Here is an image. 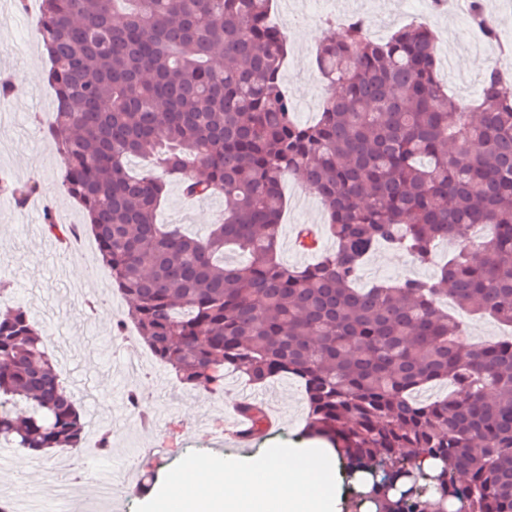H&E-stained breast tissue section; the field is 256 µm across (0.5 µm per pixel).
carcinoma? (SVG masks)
<instances>
[{"instance_id": "1", "label": "carcinoma", "mask_w": 512, "mask_h": 512, "mask_svg": "<svg viewBox=\"0 0 512 512\" xmlns=\"http://www.w3.org/2000/svg\"><path fill=\"white\" fill-rule=\"evenodd\" d=\"M271 4L41 0L60 187L130 299L126 320L179 383H303L301 435L335 449L346 512H512V338L470 344L440 305L512 327V81L490 66L477 103L459 105L429 27L375 40L353 16L315 50L341 92L302 124ZM472 20L498 40L481 6ZM138 156L153 167L131 170ZM290 174L327 214L332 248L298 231L320 251L311 264L280 257ZM171 178L224 197L207 236L157 223ZM442 239L460 248L434 276L355 287L378 245L426 266ZM228 249L248 261L226 264ZM444 380L445 397L415 398ZM239 412L247 436L267 434L260 404ZM84 428L42 330L22 307L0 312V444L75 449Z\"/></svg>"}]
</instances>
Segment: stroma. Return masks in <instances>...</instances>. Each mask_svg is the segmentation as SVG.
<instances>
[{
  "mask_svg": "<svg viewBox=\"0 0 512 512\" xmlns=\"http://www.w3.org/2000/svg\"><path fill=\"white\" fill-rule=\"evenodd\" d=\"M295 3L296 10L284 24L290 55L283 77L299 121L313 122L320 109L325 84L316 70L314 51L326 30L325 17L338 13L366 16L381 39L415 22L426 24L439 37L455 32L457 38L448 47L446 63L451 71L446 79L448 93L464 104L477 100L482 75L491 61L488 52L478 48L462 18L446 12L416 15L413 0H333L332 7L326 9L320 8L318 0ZM38 5L39 0H29L27 9L21 11L16 0H0V77H12L14 82L9 107L0 116V182L33 181L38 185L36 194L22 208L9 194L0 192V276L10 284L9 292L0 295V306L22 305L40 324L63 387L73 395L85 418L99 419L111 427L113 455L135 459L140 449H165L159 468L142 463L138 481L120 490L123 512H134L136 506L146 503L150 490L189 452L210 451L212 443L200 431V422L213 419L229 423L237 402L256 401L273 407L278 414L279 428L252 443L251 457L279 442L298 448L317 447V440L299 436L307 415L299 383L280 379L256 387L230 373L224 379L223 391L216 393L180 385L157 362L133 326L121 325L127 309L125 297L114 290L101 294L109 275L95 250L85 251L80 258L61 254L54 238L45 233L39 218L49 208L61 223L78 226L83 237L91 235L78 203L59 188L63 163L44 134L55 108L53 91L47 82L27 80L29 70L49 65L38 40ZM306 192L299 178L286 179L280 256L291 265L311 261L310 255L291 246L296 228H315L321 245L331 244L325 233L321 200L314 197L303 205L296 202L297 196ZM223 208V197L188 198L180 182L173 180L167 186L158 220L202 235ZM21 253L29 258L27 266L16 263ZM87 266L92 267V276L72 279L74 269ZM435 271L434 265H415L405 252L381 247L366 260L358 285L367 288L408 275L430 277ZM80 297L97 301V312L74 317L72 304ZM132 391L160 407L161 421L145 426L138 417L129 415L126 404ZM6 454L11 460L8 492L12 495L57 485L62 477L76 488L88 487L85 471L97 465L96 460H84L77 450L37 457L27 450L10 448Z\"/></svg>",
  "mask_w": 512,
  "mask_h": 512,
  "instance_id": "obj_1",
  "label": "stroma"
}]
</instances>
